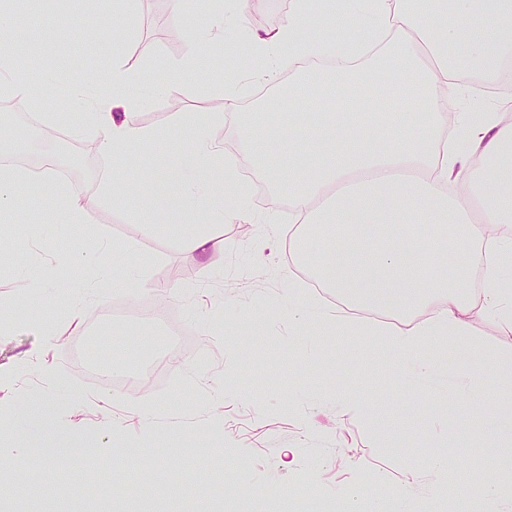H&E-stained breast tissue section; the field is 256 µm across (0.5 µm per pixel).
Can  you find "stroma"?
I'll use <instances>...</instances> for the list:
<instances>
[{"label":"stroma","mask_w":512,"mask_h":512,"mask_svg":"<svg viewBox=\"0 0 512 512\" xmlns=\"http://www.w3.org/2000/svg\"><path fill=\"white\" fill-rule=\"evenodd\" d=\"M106 0H12L20 16L48 17L35 30L20 28L23 63L33 83L45 85L41 107L20 101L18 108L0 106V138L7 140L10 159L30 164L67 144L81 161L80 169L113 175L117 185L134 184L121 202L97 197L85 223L57 227L29 187L21 224L0 227V304L25 300L27 326L0 335V423L12 420L28 397L53 399L61 389L70 398L54 409L50 431L28 434L24 444L0 442V499L12 496L13 482L30 475L55 487L57 507L67 512H114V488L133 486L140 472H128L130 457L158 465L164 472L183 473L184 458L199 451L217 459L215 473L191 481L192 501L170 499L168 512H194L196 499L211 512H236L225 494L227 482L246 476L262 490L248 500L247 512H270L277 497L301 496L315 487L343 512H374L382 486L408 484L416 507L446 512L460 500L466 479L489 475L487 454L479 441L457 449L466 477L442 476L431 465L438 448H453V435L465 412L463 404L437 400V385L406 378L396 352L372 362L356 357L360 338L330 335L307 339L289 325L288 206L274 189L253 195L247 215L219 227L223 255L210 259L180 250L174 229L164 224L150 238L137 234L136 220L147 221L157 203L176 204L166 182L139 177L150 172L166 145L133 147L124 161L104 159L90 137L78 135L79 118L56 126L43 113H70V74L76 61H95L108 69L115 56L138 70L143 84L164 80L167 68L184 60L190 31L205 18V5L183 15L171 13L168 0H141L133 24L135 39L113 34L95 36ZM151 54H143V46ZM250 44L227 38L200 53L193 80L168 95L147 102L141 124L168 130L173 140L188 138L185 117L223 112L219 88L225 70L245 66ZM108 240L123 247L135 242L144 255L147 278L132 295L99 289L90 312L71 320L66 311L97 280L85 262L62 267L51 288H25L22 272L38 268L72 245ZM176 282L185 292L168 296L159 284ZM474 340L491 351L512 348L496 316L485 313L479 284H471ZM162 304L174 312L189 334L188 348L161 334L143 304ZM57 323L60 334L46 336L35 322ZM91 358L122 361L127 374L154 363L163 371L156 385L136 391L109 388L87 379L74 362L76 348ZM363 400L364 418L345 414L341 398ZM69 445L87 454V464L73 479L57 468V450ZM295 451L294 459L284 449ZM455 448V447H454Z\"/></svg>","instance_id":"1"}]
</instances>
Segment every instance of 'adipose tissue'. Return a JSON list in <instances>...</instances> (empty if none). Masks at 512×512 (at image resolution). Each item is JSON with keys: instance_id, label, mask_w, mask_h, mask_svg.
<instances>
[{"instance_id": "1", "label": "adipose tissue", "mask_w": 512, "mask_h": 512, "mask_svg": "<svg viewBox=\"0 0 512 512\" xmlns=\"http://www.w3.org/2000/svg\"><path fill=\"white\" fill-rule=\"evenodd\" d=\"M248 5L226 0L192 32L194 45L223 40ZM327 23L358 28L365 38L347 47L319 35ZM17 25L0 0V93L35 105L43 89L17 75ZM249 36L255 60L243 79L276 86L288 67L296 76L276 100L288 106V121L270 114L242 127L236 157L225 155L208 123L197 122L185 144L161 156L155 177L167 179L180 198L181 216L202 218L179 231L180 249L219 250L216 227L248 209L238 178L240 163H247L289 203L295 266L340 300L315 313L293 305L289 324L341 332L357 322L422 375L439 371L442 350H470L462 386L469 415L482 423L462 430L458 444L477 436L501 478L468 484L459 512H512V489L502 481L512 474V352L486 353L472 340L469 296L474 276H481L485 311L512 332V236L495 232L512 223V89L502 84L512 73V0H346L341 8L335 0H291L282 24ZM384 69L392 72L389 94L376 89ZM468 75L500 84L493 107L448 114V97L462 93ZM139 81L119 58L109 69L71 77L72 110L105 158L122 160L130 148L164 138L137 119L141 101L129 90ZM28 184L55 198L57 223H84L86 203L51 167H1L0 211ZM422 224H452L456 232L425 236ZM362 225L368 234L359 233ZM74 257L93 261L101 282L124 291L141 283L131 259L113 275L108 245L77 248ZM379 309L411 321L390 326L376 318ZM489 371L498 385L491 401Z\"/></svg>"}]
</instances>
